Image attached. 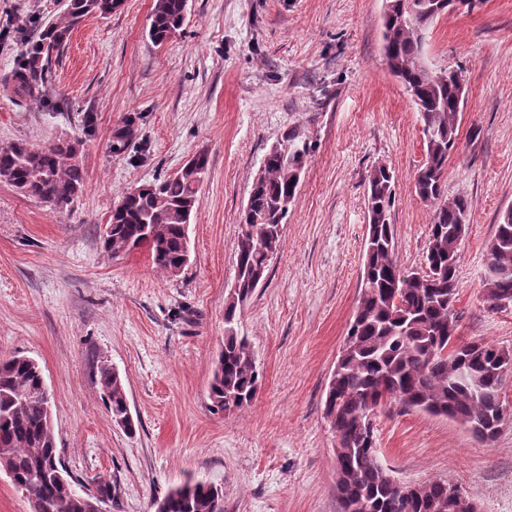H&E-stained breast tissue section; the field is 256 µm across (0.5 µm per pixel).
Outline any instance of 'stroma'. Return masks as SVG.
Listing matches in <instances>:
<instances>
[{
    "instance_id": "1",
    "label": "stroma",
    "mask_w": 512,
    "mask_h": 512,
    "mask_svg": "<svg viewBox=\"0 0 512 512\" xmlns=\"http://www.w3.org/2000/svg\"><path fill=\"white\" fill-rule=\"evenodd\" d=\"M154 0H122L54 53L41 104L0 90V145L83 141L86 184L58 209L0 180V359L42 367L62 463L112 484L110 512H155L186 479L224 489V512H338L336 435L325 390L357 305L367 235L366 180L393 174L391 222L403 269L423 271L432 208L415 190L423 125L383 49L385 0H188L175 37L154 46ZM66 0H0V80ZM435 68H461L467 102L446 193L466 196L458 336L512 349V309L482 282L498 215L512 206V0L442 15L426 37ZM92 114L94 130L82 119ZM139 134L111 135L130 116ZM315 146L283 226V247L241 312L263 373L243 409L209 407L224 305L235 279L239 215L270 146L289 127ZM208 171L176 276L146 251L113 255V205L175 174L196 153ZM115 367L135 433L115 426L98 383ZM396 478L442 477L480 512H512V421L489 443L444 417L391 405L374 420Z\"/></svg>"
}]
</instances>
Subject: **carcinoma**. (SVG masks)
<instances>
[{"label": "carcinoma", "instance_id": "cac0c4a2", "mask_svg": "<svg viewBox=\"0 0 512 512\" xmlns=\"http://www.w3.org/2000/svg\"><path fill=\"white\" fill-rule=\"evenodd\" d=\"M121 0H68L67 8L40 32L4 88L32 104L45 96L53 53L65 46L86 18L117 10ZM448 0H389L384 49L390 72L404 85L423 122L426 161L415 176L417 195L434 206L425 254L426 271H404L395 255L393 176L373 169L367 178L369 224L360 295L338 366L328 383L325 417L340 437L336 468L340 512H454V484L435 478L398 488L380 463L372 419L386 405L444 416L487 437L500 414L501 389L512 375V349L457 336L458 264L467 235L469 203L444 197L448 156L457 150L458 115L466 99L461 71L433 72L425 65L423 29L448 12ZM185 22V0H155L148 31L161 46ZM133 117L113 133L121 148L135 137ZM288 152L270 150L253 183L250 206L240 218L236 298L225 303L224 346L214 361L209 388L211 410L236 411L254 400L261 373L237 312L266 278L268 254L283 245L282 230L313 142L295 127L282 136ZM82 141L60 140L42 148L22 141L0 145V177L24 196L58 209L84 189ZM208 159L200 154L185 171L125 193L112 209L103 248L113 254L148 250L153 266L170 275L186 264L185 212H194ZM486 300L512 307V210L500 213L483 274ZM40 365L24 355L0 361V470L16 490L28 494L29 512H90L70 476L60 479L53 460L59 448L42 391ZM103 400L112 419L125 415L124 382L112 368L99 369ZM159 512H224V491L210 482L186 480L155 503Z\"/></svg>", "mask_w": 512, "mask_h": 512}]
</instances>
